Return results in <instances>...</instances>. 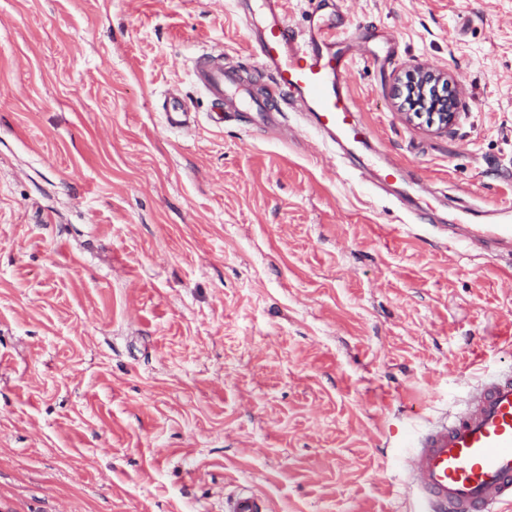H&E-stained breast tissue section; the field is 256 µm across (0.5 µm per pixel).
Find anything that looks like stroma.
<instances>
[{"mask_svg": "<svg viewBox=\"0 0 512 512\" xmlns=\"http://www.w3.org/2000/svg\"><path fill=\"white\" fill-rule=\"evenodd\" d=\"M338 9L405 200L293 108L211 121L195 57L268 82L257 0H0V512H413L404 443L512 368V257L438 230L512 202V0ZM413 65L448 132L398 112ZM459 84L458 78L448 72L418 66L395 78L394 96L398 107L404 111L400 113L406 122L425 124L436 132H448L461 117V112H457ZM432 87L434 94L429 97L428 90ZM440 88L445 94L440 93ZM420 106L433 112H413ZM224 511L268 512V499L252 490H243L225 500Z\"/></svg>", "mask_w": 512, "mask_h": 512, "instance_id": "obj_1", "label": "stroma"}]
</instances>
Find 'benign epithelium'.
<instances>
[{"mask_svg":"<svg viewBox=\"0 0 512 512\" xmlns=\"http://www.w3.org/2000/svg\"><path fill=\"white\" fill-rule=\"evenodd\" d=\"M459 80L444 71L418 66L395 78V99L403 118L412 124H425L437 132H446L461 117L457 112ZM431 109V113L417 108Z\"/></svg>","mask_w":512,"mask_h":512,"instance_id":"obj_1","label":"benign epithelium"}]
</instances>
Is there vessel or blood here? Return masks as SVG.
I'll use <instances>...</instances> for the list:
<instances>
[{
  "label": "vessel or blood",
  "instance_id": "1",
  "mask_svg": "<svg viewBox=\"0 0 512 512\" xmlns=\"http://www.w3.org/2000/svg\"><path fill=\"white\" fill-rule=\"evenodd\" d=\"M314 0L304 28H295L286 0H263L261 25L251 37L260 71L269 76L263 99L224 68L223 55L204 54L192 66L195 83L216 104L258 113L261 124L285 104L308 112L333 142L355 148L369 133L348 91L354 56L346 33ZM416 512H502L512 504V369L481 384L447 420L418 432L405 460ZM224 512H269L266 497L243 490Z\"/></svg>",
  "mask_w": 512,
  "mask_h": 512
}]
</instances>
